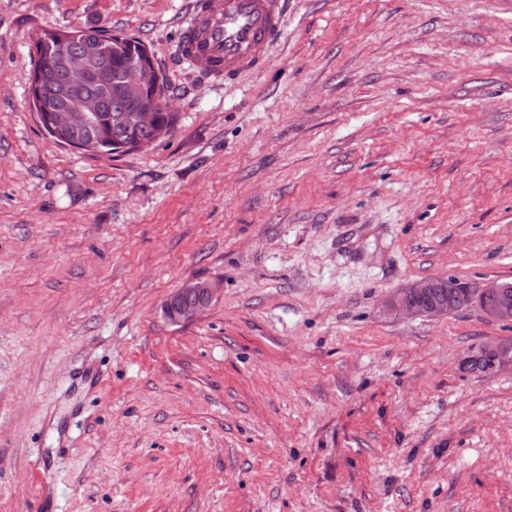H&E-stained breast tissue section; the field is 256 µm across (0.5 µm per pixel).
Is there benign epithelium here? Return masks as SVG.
<instances>
[{"label": "benign epithelium", "instance_id": "obj_1", "mask_svg": "<svg viewBox=\"0 0 512 512\" xmlns=\"http://www.w3.org/2000/svg\"><path fill=\"white\" fill-rule=\"evenodd\" d=\"M102 37L86 39L83 49L73 50L64 37L57 38V52L45 56L37 47H32L33 70L27 78L29 99L37 120L44 122L50 135L60 144L85 150L92 144L79 136L81 126L93 121L99 112L98 99L85 94V87L101 79V71L108 61L100 47ZM145 59L128 66L120 83H104V91L113 92L135 102V107L119 112L112 118L127 140L116 141L119 150L131 147L140 150L153 145L161 136L157 134L158 108L172 111L170 101L159 98L163 76L151 60L150 52ZM54 70L61 76L58 95L68 100L67 107L54 109L43 99L40 85L43 75ZM441 279L431 278L408 285L392 296L391 307L406 314L440 317L459 310V303L452 299L435 296V288ZM470 290V301L478 302L483 313L495 320L512 322V299L503 295L505 285L490 281L483 284L466 283ZM218 286L207 280L186 283L172 293L164 302L166 318L175 324L190 322L207 310L218 298ZM480 350L495 355L492 366L483 370L492 374L512 365V339H491L481 344Z\"/></svg>", "mask_w": 512, "mask_h": 512}]
</instances>
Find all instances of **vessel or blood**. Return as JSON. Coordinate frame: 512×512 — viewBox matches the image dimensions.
I'll return each mask as SVG.
<instances>
[{
	"label": "vessel or blood",
	"instance_id": "1",
	"mask_svg": "<svg viewBox=\"0 0 512 512\" xmlns=\"http://www.w3.org/2000/svg\"><path fill=\"white\" fill-rule=\"evenodd\" d=\"M192 15L182 54L216 81L256 65L261 47L282 30L274 0H194Z\"/></svg>",
	"mask_w": 512,
	"mask_h": 512
}]
</instances>
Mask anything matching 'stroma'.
Returning <instances> with one entry per match:
<instances>
[{"label":"stroma","instance_id":"1","mask_svg":"<svg viewBox=\"0 0 512 512\" xmlns=\"http://www.w3.org/2000/svg\"><path fill=\"white\" fill-rule=\"evenodd\" d=\"M192 0H0V512H512V322L401 314L512 282V0H283L210 81ZM131 36L178 122L58 144L43 31ZM217 282L197 319L162 305ZM442 278H431L408 285L398 293L392 296L390 305L394 309L406 314L422 315L427 317H440L459 310V303L453 299H448V295L454 296L466 302L463 288L470 290V302L478 301L476 305L489 318L512 322V296H500L504 293L505 285L499 282L490 281L483 284L464 283L463 288H459L461 282L465 281L454 276H448L445 283L441 285ZM435 288L438 295L435 296ZM473 288H477L473 290ZM488 296L496 297L495 302H483L480 299ZM427 299V300H425ZM484 351V352H491L495 355V358L493 359L492 366H490V360L491 357L488 356L485 358L484 356L480 355L476 357L475 359H469L466 360V363L464 364L465 368L469 371L480 367L481 369H485L481 371L485 374H492L498 371L499 369H502L504 367H508L512 365V339L511 338H499V339H491L488 341H485L481 344L479 350L477 353Z\"/></svg>","mask_w":512,"mask_h":512}]
</instances>
